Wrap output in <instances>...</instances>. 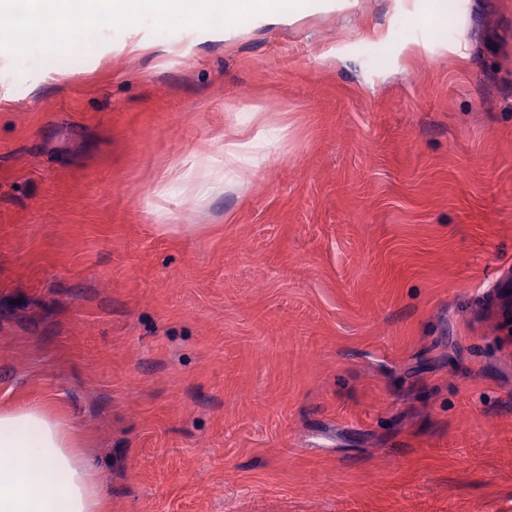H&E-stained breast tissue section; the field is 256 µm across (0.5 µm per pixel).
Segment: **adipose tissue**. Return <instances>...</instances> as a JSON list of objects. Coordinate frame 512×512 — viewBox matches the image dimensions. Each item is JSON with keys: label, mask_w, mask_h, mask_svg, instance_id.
<instances>
[{"label": "adipose tissue", "mask_w": 512, "mask_h": 512, "mask_svg": "<svg viewBox=\"0 0 512 512\" xmlns=\"http://www.w3.org/2000/svg\"><path fill=\"white\" fill-rule=\"evenodd\" d=\"M268 141L259 128L223 145L224 166L236 170L257 159ZM0 512H100L105 493L94 466L78 450L72 427L45 404L0 410Z\"/></svg>", "instance_id": "obj_1"}]
</instances>
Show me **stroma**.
Masks as SVG:
<instances>
[{
  "mask_svg": "<svg viewBox=\"0 0 512 512\" xmlns=\"http://www.w3.org/2000/svg\"><path fill=\"white\" fill-rule=\"evenodd\" d=\"M425 7L0 52V407L107 512H512V0ZM268 141V132L257 128L249 135L230 138L224 143V167L234 172L243 164H251L257 160V154ZM510 288H512V279L509 270H504L493 280L486 291L481 296V304L487 305L486 309H491L499 305L502 300L509 303Z\"/></svg>",
  "mask_w": 512,
  "mask_h": 512,
  "instance_id": "obj_1",
  "label": "stroma"
}]
</instances>
